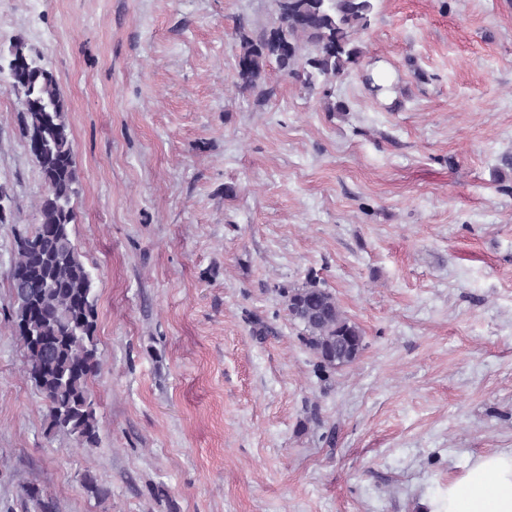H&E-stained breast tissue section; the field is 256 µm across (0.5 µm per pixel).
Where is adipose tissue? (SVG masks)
<instances>
[{
	"label": "adipose tissue",
	"instance_id": "1",
	"mask_svg": "<svg viewBox=\"0 0 512 512\" xmlns=\"http://www.w3.org/2000/svg\"><path fill=\"white\" fill-rule=\"evenodd\" d=\"M434 512H512V451L473 458Z\"/></svg>",
	"mask_w": 512,
	"mask_h": 512
}]
</instances>
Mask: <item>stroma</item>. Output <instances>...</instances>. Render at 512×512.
<instances>
[{"label":"stroma","instance_id":"obj_1","mask_svg":"<svg viewBox=\"0 0 512 512\" xmlns=\"http://www.w3.org/2000/svg\"><path fill=\"white\" fill-rule=\"evenodd\" d=\"M374 5L310 91L272 61L241 86L274 0H0V58L24 39L69 107L102 362L98 446L48 433L7 278L45 184L1 74L0 512L26 482L50 512H425L512 450V0ZM311 279L350 366L288 315ZM286 297L288 313L302 327L319 370H336L357 360L364 347L362 332L330 291L310 281L290 288Z\"/></svg>","mask_w":512,"mask_h":512}]
</instances>
